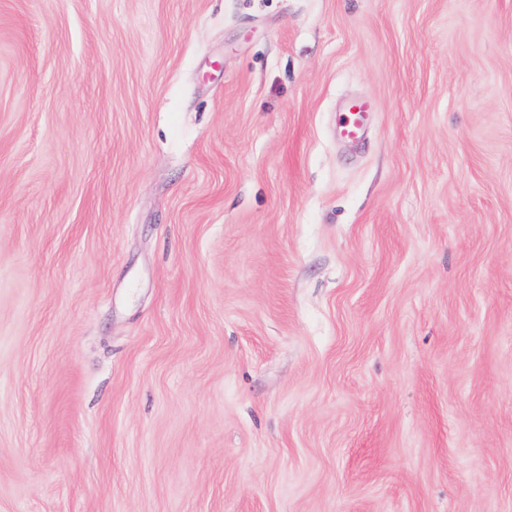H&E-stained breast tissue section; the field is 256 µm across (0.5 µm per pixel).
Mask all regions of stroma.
Instances as JSON below:
<instances>
[{"label":"stroma","mask_w":512,"mask_h":512,"mask_svg":"<svg viewBox=\"0 0 512 512\" xmlns=\"http://www.w3.org/2000/svg\"><path fill=\"white\" fill-rule=\"evenodd\" d=\"M0 512H512V0H0ZM370 105L365 101H354L348 105L339 120V133L347 139L357 138L363 128Z\"/></svg>","instance_id":"1"}]
</instances>
